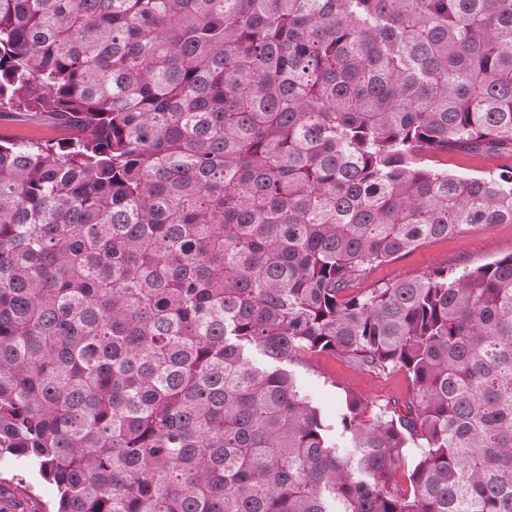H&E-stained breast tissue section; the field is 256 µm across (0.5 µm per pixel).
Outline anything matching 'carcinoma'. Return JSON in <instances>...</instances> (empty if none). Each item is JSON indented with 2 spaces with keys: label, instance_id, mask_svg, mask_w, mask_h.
<instances>
[{
  "label": "carcinoma",
  "instance_id": "carcinoma-1",
  "mask_svg": "<svg viewBox=\"0 0 512 512\" xmlns=\"http://www.w3.org/2000/svg\"><path fill=\"white\" fill-rule=\"evenodd\" d=\"M0 457L50 512H512V0H0ZM404 371L328 423L305 354ZM418 448L409 458L410 448ZM406 468L407 486L396 474ZM435 167L449 173L479 174L512 165V157L489 155H466L460 152L440 154L432 158ZM512 254V224H492L476 232L430 242L400 259L382 265L353 288H373L377 283H392L400 278L421 274L435 267L458 273Z\"/></svg>",
  "mask_w": 512,
  "mask_h": 512
}]
</instances>
